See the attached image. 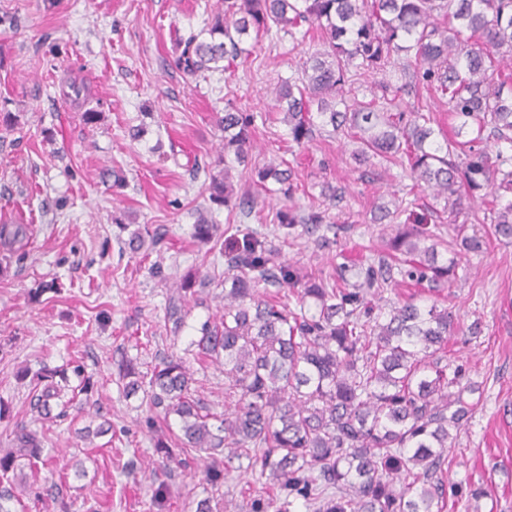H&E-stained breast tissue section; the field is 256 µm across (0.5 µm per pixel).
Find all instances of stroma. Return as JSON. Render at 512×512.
<instances>
[{
	"mask_svg": "<svg viewBox=\"0 0 512 512\" xmlns=\"http://www.w3.org/2000/svg\"><path fill=\"white\" fill-rule=\"evenodd\" d=\"M223 0H0V113L16 118L13 131L0 124V224H28L33 235L23 263L0 275V401L11 408L0 421V449L9 447L14 423L47 435L46 466L38 474L18 471L12 489L28 512H58L53 498L65 485L72 512H85L94 491L96 512H153L152 490L168 481L166 512H195L210 494L206 459L155 472L152 435L141 396H126L117 376L121 357L153 365L177 355L193 372L206 406L224 410V374L201 367L192 342L201 324L224 315L223 288L205 289L202 303L188 302L179 333L166 324V309L179 280L190 270L209 269L214 257L191 238L198 211L218 225L234 224L267 233L283 199L260 197L253 213L212 204L207 185L224 152L217 112L234 102L255 117L252 163L286 160L297 175L291 201L306 213L324 183L344 188L335 210L342 227L329 246L307 238L275 237L280 257L307 271L354 264L380 248L395 224L374 222L377 207L426 205L443 208L430 190L400 167L378 159L355 162V145L318 133L296 145L277 107L279 80L297 76L316 40L265 35L248 59L207 77L190 78L173 64L177 37L199 33L207 14ZM90 89L78 102L64 99L68 83ZM94 110L87 124L82 112ZM143 127L131 139L132 127ZM122 171L123 187L104 173ZM160 229L164 243L149 257L124 250L132 229ZM483 235L482 253L470 256L457 281L440 296L420 286L388 289L396 302L417 296L438 303L463 325L480 321L482 332L448 343V359L465 364L477 388L466 430L451 448L449 477L462 488L485 486L478 512H512V242L499 240L489 225L468 221ZM160 263L166 277L149 272ZM59 283V292H38L39 283ZM79 361L92 377L93 393L67 418L51 423L29 408L32 372ZM29 377H21V369ZM110 422L102 436L87 427Z\"/></svg>",
	"mask_w": 512,
	"mask_h": 512,
	"instance_id": "35a3bbf8",
	"label": "stroma"
}]
</instances>
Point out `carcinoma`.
<instances>
[{
    "instance_id": "cac0c4a2",
    "label": "carcinoma",
    "mask_w": 512,
    "mask_h": 512,
    "mask_svg": "<svg viewBox=\"0 0 512 512\" xmlns=\"http://www.w3.org/2000/svg\"><path fill=\"white\" fill-rule=\"evenodd\" d=\"M305 25L320 31L322 48L303 63L301 77L282 80L275 91L292 140L313 139L318 117L355 140L358 161L379 157L400 166L452 213L465 197L493 194L478 223L512 239V197L500 194H512V73L489 74L512 61V0H224L207 37L176 39L173 63L190 77L226 70L251 55L257 37L276 30L293 38ZM400 52L429 103L404 112L376 94L377 87L390 88L387 82L372 84L368 100L346 95L352 76L382 71ZM443 100L455 125L439 139L431 104ZM217 124L224 130V173L211 177L209 200L243 206L228 174L232 163L248 164L254 115L229 103ZM294 176L272 163L257 171L259 183L274 182L288 200L297 189ZM323 196L327 204L306 214L291 206L276 212V229L290 236L299 228L317 241L336 233L330 210L341 193L328 184ZM402 215L387 252L317 277L277 261L267 234L232 224L221 229L200 215L194 239L209 244L226 233L232 240L221 281L224 319L204 322L191 342L201 360L224 366V413H202L195 379L180 358L167 356L146 371L127 357L118 363L126 395L143 393L162 465L203 453L205 481L217 491L233 462L247 459L246 470L261 483L250 512H294L299 502L306 512H445L460 503L448 451L471 418L465 394L473 388L464 382V366L448 364L453 316L412 297L386 312L380 302L400 282H425L436 292L447 287L462 258L483 251V241L458 224L441 260L443 226L430 214L404 208L396 213ZM30 230L0 224V264L26 258ZM162 241L157 229H137L128 247L153 250ZM214 281L199 270L182 279L179 299L166 312L171 331L184 324L181 299ZM260 283L275 291L259 292ZM71 375L79 381L72 397L93 392L76 362L44 368L33 376L31 410L50 418L51 401L61 398ZM158 409L177 418L180 434L155 429ZM45 442L44 432L15 423L11 448L0 452V484L13 479L21 459L31 468L46 463Z\"/></svg>"
}]
</instances>
